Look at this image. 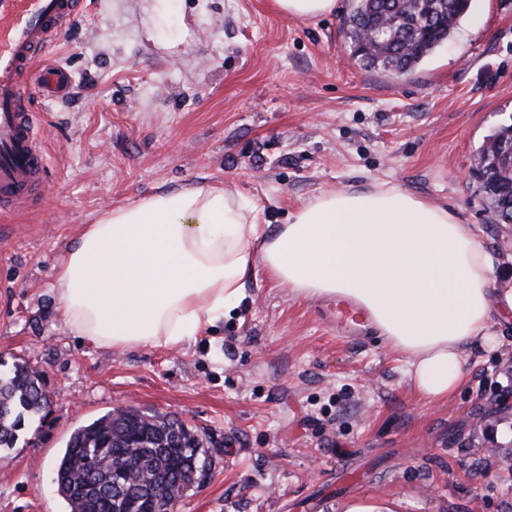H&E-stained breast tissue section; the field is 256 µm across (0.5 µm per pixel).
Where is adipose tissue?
I'll list each match as a JSON object with an SVG mask.
<instances>
[{"mask_svg": "<svg viewBox=\"0 0 512 512\" xmlns=\"http://www.w3.org/2000/svg\"><path fill=\"white\" fill-rule=\"evenodd\" d=\"M494 271L472 225L395 186L320 192L274 227L244 198L195 185L93 215L55 291L62 320L96 347H172L237 311L261 273L292 297L358 308L433 403L512 320V284Z\"/></svg>", "mask_w": 512, "mask_h": 512, "instance_id": "1", "label": "adipose tissue"}]
</instances>
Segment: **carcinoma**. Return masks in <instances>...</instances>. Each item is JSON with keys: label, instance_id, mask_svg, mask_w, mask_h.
Returning a JSON list of instances; mask_svg holds the SVG:
<instances>
[{"label": "carcinoma", "instance_id": "1", "mask_svg": "<svg viewBox=\"0 0 512 512\" xmlns=\"http://www.w3.org/2000/svg\"><path fill=\"white\" fill-rule=\"evenodd\" d=\"M471 0H351L343 19L351 56L365 69L405 76L450 42ZM512 147V125L484 139L477 167L495 224H512V165L500 151ZM49 407L41 374L28 363L0 371V453ZM197 431L166 415L113 409L75 428L55 466L59 495L70 512H145L148 488L166 484L157 512H173L169 493H185L209 475L206 444Z\"/></svg>", "mask_w": 512, "mask_h": 512}]
</instances>
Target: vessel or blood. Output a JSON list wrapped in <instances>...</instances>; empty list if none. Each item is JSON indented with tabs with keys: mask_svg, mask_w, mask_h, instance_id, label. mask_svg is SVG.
I'll use <instances>...</instances> for the list:
<instances>
[{
	"mask_svg": "<svg viewBox=\"0 0 512 512\" xmlns=\"http://www.w3.org/2000/svg\"><path fill=\"white\" fill-rule=\"evenodd\" d=\"M79 0H0V212L34 202L46 184L43 130L22 93L34 77L48 97L68 78L46 55L78 12Z\"/></svg>",
	"mask_w": 512,
	"mask_h": 512,
	"instance_id": "b4317fda",
	"label": "vessel or blood"
}]
</instances>
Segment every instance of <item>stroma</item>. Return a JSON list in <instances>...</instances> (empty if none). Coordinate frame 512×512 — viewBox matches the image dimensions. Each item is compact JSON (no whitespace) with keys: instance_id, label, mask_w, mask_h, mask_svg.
<instances>
[{"instance_id":"obj_1","label":"stroma","mask_w":512,"mask_h":512,"mask_svg":"<svg viewBox=\"0 0 512 512\" xmlns=\"http://www.w3.org/2000/svg\"><path fill=\"white\" fill-rule=\"evenodd\" d=\"M84 0L48 60L69 90L25 82L46 132L48 183L0 216V370L27 362L52 399L0 465V512H69L53 481L71 432L116 408L209 434L211 471L175 512H512V323L476 351L448 399L419 400L378 331L345 336L333 299L265 276L240 310L175 348L108 351L57 311L54 267L98 211L218 185L283 224L330 189L379 184L474 225L512 280V224L473 175L486 135L512 123V0H472L451 42L413 74L361 69L341 22L271 0Z\"/></svg>"}]
</instances>
